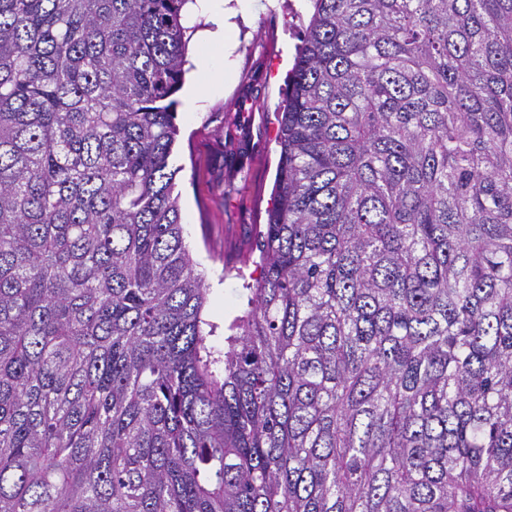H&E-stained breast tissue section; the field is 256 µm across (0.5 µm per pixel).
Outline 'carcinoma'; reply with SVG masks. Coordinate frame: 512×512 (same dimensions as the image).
Returning a JSON list of instances; mask_svg holds the SVG:
<instances>
[{
	"label": "carcinoma",
	"mask_w": 512,
	"mask_h": 512,
	"mask_svg": "<svg viewBox=\"0 0 512 512\" xmlns=\"http://www.w3.org/2000/svg\"><path fill=\"white\" fill-rule=\"evenodd\" d=\"M187 2L0 0V512H512V0H313L222 348Z\"/></svg>",
	"instance_id": "obj_1"
}]
</instances>
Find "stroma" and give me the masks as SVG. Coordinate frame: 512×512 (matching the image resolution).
<instances>
[{"label": "stroma", "instance_id": "1", "mask_svg": "<svg viewBox=\"0 0 512 512\" xmlns=\"http://www.w3.org/2000/svg\"><path fill=\"white\" fill-rule=\"evenodd\" d=\"M312 12L311 0H251V13L239 25L233 70L214 82L202 67L205 58L218 53L206 38L211 23L193 5L184 8L193 33L175 96L179 136L173 164L179 169L176 189L185 236L211 285L205 314L221 330L246 306L244 279L259 275L245 259L255 253L272 206L279 156L276 112ZM191 92L197 107L188 112L183 101Z\"/></svg>", "mask_w": 512, "mask_h": 512}]
</instances>
